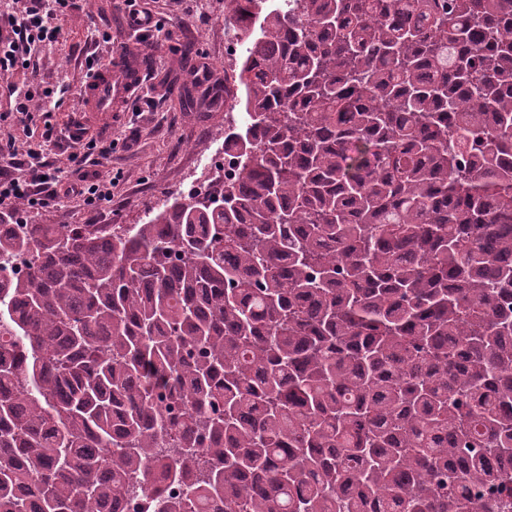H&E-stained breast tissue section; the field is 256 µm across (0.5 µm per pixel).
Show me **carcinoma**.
<instances>
[{"label":"carcinoma","instance_id":"cac0c4a2","mask_svg":"<svg viewBox=\"0 0 512 512\" xmlns=\"http://www.w3.org/2000/svg\"><path fill=\"white\" fill-rule=\"evenodd\" d=\"M265 3L235 178L0 220V512H512V0Z\"/></svg>","mask_w":512,"mask_h":512}]
</instances>
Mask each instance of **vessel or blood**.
Segmentation results:
<instances>
[{"instance_id": "1", "label": "vessel or blood", "mask_w": 512, "mask_h": 512, "mask_svg": "<svg viewBox=\"0 0 512 512\" xmlns=\"http://www.w3.org/2000/svg\"><path fill=\"white\" fill-rule=\"evenodd\" d=\"M142 84V72L130 59L115 54L111 65L100 68L88 80L83 98L89 109L108 112L126 101Z\"/></svg>"}]
</instances>
